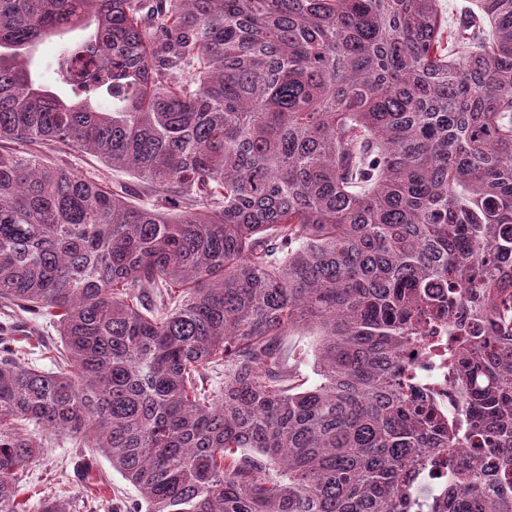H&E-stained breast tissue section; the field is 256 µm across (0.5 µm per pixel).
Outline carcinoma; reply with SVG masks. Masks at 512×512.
Masks as SVG:
<instances>
[{
  "mask_svg": "<svg viewBox=\"0 0 512 512\" xmlns=\"http://www.w3.org/2000/svg\"><path fill=\"white\" fill-rule=\"evenodd\" d=\"M472 3L0 0V304L61 343L0 324V512L43 430L145 512H512V0ZM76 30L71 101L31 66ZM45 155L54 161H63L68 166L73 167L76 171L83 175L95 176L99 180H103L112 189V182L118 186L133 189V199L138 202L152 203L156 198V193L146 186H142L139 182L125 172L112 171L105 167L95 157L81 154L73 151H49L45 148L40 149ZM5 314H8L9 316L4 317L3 309H1L0 323L4 320L13 322L15 326L18 327L17 329L23 330L18 332V336H15L16 340H19L23 337L20 336L21 334H26L25 332L34 329L47 343L58 342V344H60V337L58 336L56 327L53 324H50L48 319L44 317H38L33 313L20 310H16L15 312L9 311L8 313L5 312ZM414 359L422 375L439 382L438 398L442 409L447 413L448 408H456L458 397L454 393H448V358L443 361H433L426 355H415Z\"/></svg>",
  "mask_w": 512,
  "mask_h": 512,
  "instance_id": "carcinoma-1",
  "label": "carcinoma"
}]
</instances>
